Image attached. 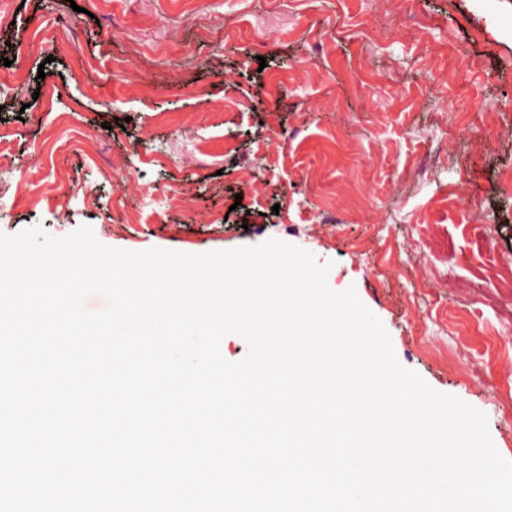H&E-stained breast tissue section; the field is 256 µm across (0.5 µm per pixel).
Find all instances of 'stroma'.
I'll return each instance as SVG.
<instances>
[{
	"label": "stroma",
	"instance_id": "obj_1",
	"mask_svg": "<svg viewBox=\"0 0 512 512\" xmlns=\"http://www.w3.org/2000/svg\"><path fill=\"white\" fill-rule=\"evenodd\" d=\"M7 3L0 79L28 80L0 92V178L29 192L0 232L307 250L332 262L333 291L356 289L401 365L487 415L512 460V0ZM137 79L154 91L131 92ZM48 86L50 112L33 97ZM175 187L184 206H141Z\"/></svg>",
	"mask_w": 512,
	"mask_h": 512
}]
</instances>
